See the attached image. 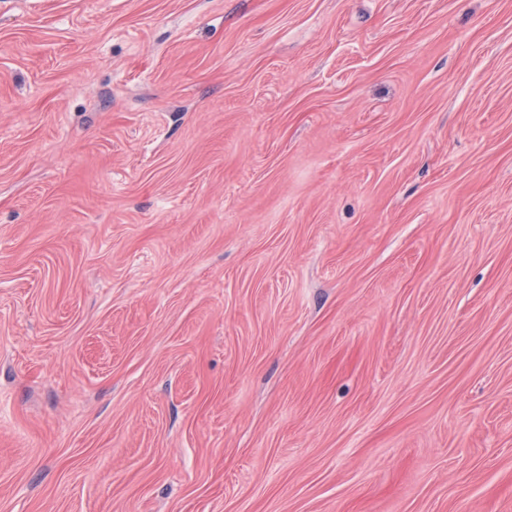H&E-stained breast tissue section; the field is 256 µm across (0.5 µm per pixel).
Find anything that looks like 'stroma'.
<instances>
[{"label": "stroma", "instance_id": "stroma-1", "mask_svg": "<svg viewBox=\"0 0 512 512\" xmlns=\"http://www.w3.org/2000/svg\"><path fill=\"white\" fill-rule=\"evenodd\" d=\"M0 512H512V0H0Z\"/></svg>", "mask_w": 512, "mask_h": 512}]
</instances>
